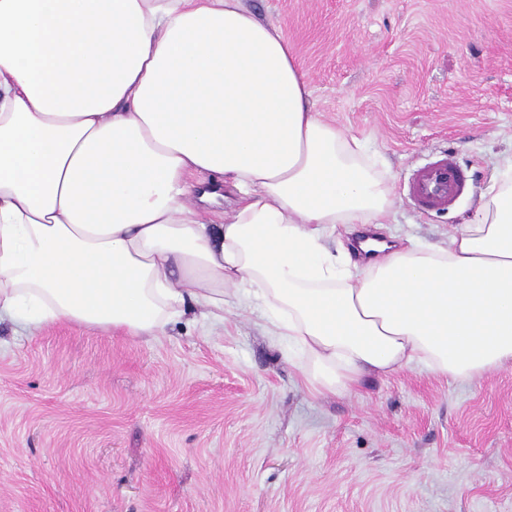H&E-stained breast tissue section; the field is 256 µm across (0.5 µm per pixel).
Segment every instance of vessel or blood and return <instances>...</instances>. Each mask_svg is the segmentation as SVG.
Masks as SVG:
<instances>
[{"mask_svg":"<svg viewBox=\"0 0 512 512\" xmlns=\"http://www.w3.org/2000/svg\"><path fill=\"white\" fill-rule=\"evenodd\" d=\"M466 176L449 155L436 156L415 169L408 183V196L421 211H444L464 193Z\"/></svg>","mask_w":512,"mask_h":512,"instance_id":"b4317fda","label":"vessel or blood"}]
</instances>
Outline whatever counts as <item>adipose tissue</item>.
Wrapping results in <instances>:
<instances>
[{
    "mask_svg": "<svg viewBox=\"0 0 512 512\" xmlns=\"http://www.w3.org/2000/svg\"><path fill=\"white\" fill-rule=\"evenodd\" d=\"M208 172L223 223L189 204ZM446 245L366 239L396 198L323 120L281 28L242 0H0V319L155 339L194 311L262 310L314 395L414 366L512 365V162ZM198 194L196 193L193 203L199 209L201 218L209 224H220L224 221V211H229L237 200L235 190L229 186H224V204L220 208H213L198 200Z\"/></svg>",
    "mask_w": 512,
    "mask_h": 512,
    "instance_id": "ef3b65f1",
    "label": "adipose tissue"
}]
</instances>
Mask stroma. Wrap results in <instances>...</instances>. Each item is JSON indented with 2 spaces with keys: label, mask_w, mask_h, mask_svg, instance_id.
<instances>
[{
  "label": "stroma",
  "mask_w": 512,
  "mask_h": 512,
  "mask_svg": "<svg viewBox=\"0 0 512 512\" xmlns=\"http://www.w3.org/2000/svg\"><path fill=\"white\" fill-rule=\"evenodd\" d=\"M282 27L325 121L366 140L398 202L380 234L442 244L512 160V0H245ZM448 153L467 191L408 200ZM258 312L164 336L0 322V512H512V365L416 367L314 397Z\"/></svg>",
  "instance_id": "obj_1"
}]
</instances>
